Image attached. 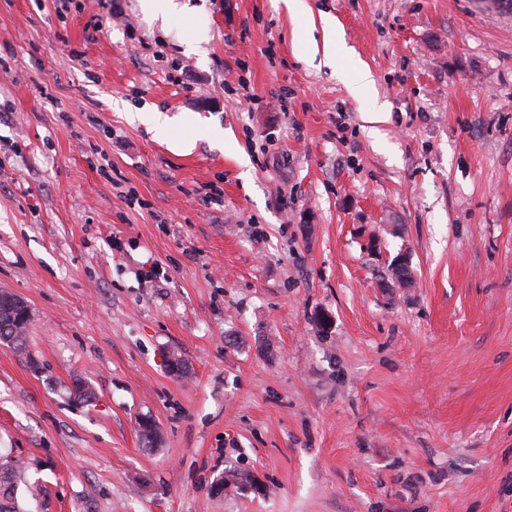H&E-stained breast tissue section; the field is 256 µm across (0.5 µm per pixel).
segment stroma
<instances>
[{
	"instance_id": "35a3bbf8",
	"label": "stroma",
	"mask_w": 512,
	"mask_h": 512,
	"mask_svg": "<svg viewBox=\"0 0 512 512\" xmlns=\"http://www.w3.org/2000/svg\"><path fill=\"white\" fill-rule=\"evenodd\" d=\"M185 2L164 27L139 0H0L22 512H512V13ZM323 15L367 97L299 47ZM400 255L414 285L384 287ZM373 86L374 79L369 69L359 62L354 77L348 84L350 94L355 98H363L370 94ZM130 120L147 127L148 131L154 132L155 136L164 137L168 131V117L161 113L156 107H144L130 110ZM0 291V343L12 346L20 353L27 351L28 331L32 323V317L27 315V305H19L17 302L6 301Z\"/></svg>"
}]
</instances>
